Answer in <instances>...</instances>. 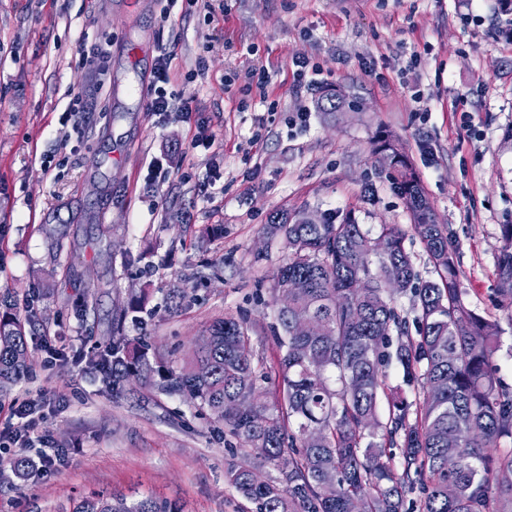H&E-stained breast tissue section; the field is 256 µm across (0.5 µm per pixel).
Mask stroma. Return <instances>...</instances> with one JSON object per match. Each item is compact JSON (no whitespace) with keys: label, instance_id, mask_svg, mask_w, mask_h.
<instances>
[{"label":"stroma","instance_id":"35a3bbf8","mask_svg":"<svg viewBox=\"0 0 512 512\" xmlns=\"http://www.w3.org/2000/svg\"><path fill=\"white\" fill-rule=\"evenodd\" d=\"M498 0H214L190 14L166 0H0V289L33 306L32 372L0 400L41 398L65 461L0 481V512H71L93 493L151 496L181 512H247L225 477L249 450L227 444L199 405L153 386L113 396L93 367L126 336L178 368L218 317L246 323L273 362V215L353 212L405 230L431 266L388 167L397 138L439 223L458 242L467 303L498 324L497 374L512 384V311L495 308L501 227L512 224V41ZM103 47L101 66L80 54ZM168 90L193 114L148 111L129 94L160 49ZM319 72L294 90V63ZM263 68L266 89H244ZM343 93L356 110L323 112ZM84 112L59 118L73 95ZM212 150L192 148L199 128ZM220 171L209 185L212 171Z\"/></svg>","mask_w":512,"mask_h":512}]
</instances>
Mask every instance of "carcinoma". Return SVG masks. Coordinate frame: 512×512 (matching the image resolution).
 Masks as SVG:
<instances>
[{
    "mask_svg": "<svg viewBox=\"0 0 512 512\" xmlns=\"http://www.w3.org/2000/svg\"><path fill=\"white\" fill-rule=\"evenodd\" d=\"M432 265L421 279L395 224L372 236L347 213L294 224L274 216L269 240L288 245L274 291L278 388L263 397L248 328L212 322L179 369H162L148 345L112 337L104 381L122 392L133 377L206 407L224 433L279 476L252 480L256 465L225 477L248 512H512V385L495 376V324L469 308L458 243L433 223L418 176L398 145L379 141ZM498 306L512 308V224L502 228ZM409 297L416 333L395 296ZM0 398L30 371L37 317L20 316L0 291ZM395 365L401 383L391 382ZM387 415L379 418L381 404ZM73 512H178L167 501L130 504L92 494Z\"/></svg>",
    "mask_w": 512,
    "mask_h": 512,
    "instance_id": "obj_1",
    "label": "carcinoma"
}]
</instances>
